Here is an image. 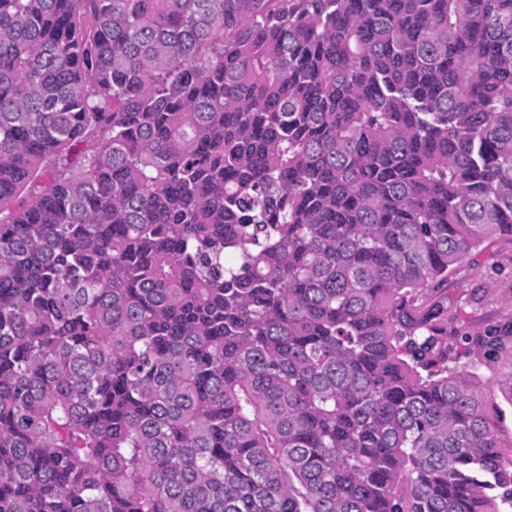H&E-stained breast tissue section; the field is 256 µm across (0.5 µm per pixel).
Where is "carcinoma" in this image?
I'll return each instance as SVG.
<instances>
[{
	"instance_id": "1",
	"label": "carcinoma",
	"mask_w": 512,
	"mask_h": 512,
	"mask_svg": "<svg viewBox=\"0 0 512 512\" xmlns=\"http://www.w3.org/2000/svg\"><path fill=\"white\" fill-rule=\"evenodd\" d=\"M492 237L512 0H0V512H509ZM511 286V294H510ZM492 288L483 300L474 304L472 297ZM448 295L451 326L472 334L512 316V241L492 239L448 275L433 292ZM511 300H507L508 298ZM508 362L499 361L492 366L481 364L476 372L488 383L485 401L490 409L505 442L512 439V404L508 394L500 389V382L511 372Z\"/></svg>"
}]
</instances>
